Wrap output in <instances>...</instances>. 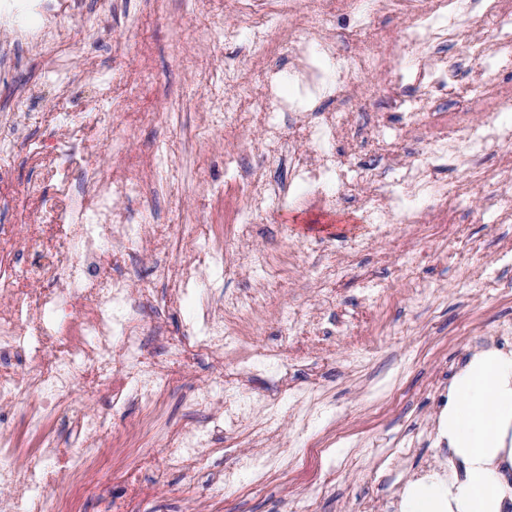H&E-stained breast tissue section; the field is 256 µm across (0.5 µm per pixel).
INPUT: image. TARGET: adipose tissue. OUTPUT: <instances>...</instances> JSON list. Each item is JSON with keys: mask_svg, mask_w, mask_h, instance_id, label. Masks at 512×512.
Wrapping results in <instances>:
<instances>
[{"mask_svg": "<svg viewBox=\"0 0 512 512\" xmlns=\"http://www.w3.org/2000/svg\"><path fill=\"white\" fill-rule=\"evenodd\" d=\"M439 434L461 469L410 484L400 512H512V358L475 355L457 375Z\"/></svg>", "mask_w": 512, "mask_h": 512, "instance_id": "adipose-tissue-1", "label": "adipose tissue"}]
</instances>
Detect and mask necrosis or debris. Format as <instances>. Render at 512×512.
I'll use <instances>...</instances> for the list:
<instances>
[{"label":"necrosis or debris","instance_id":"necrosis-or-debris-1","mask_svg":"<svg viewBox=\"0 0 512 512\" xmlns=\"http://www.w3.org/2000/svg\"><path fill=\"white\" fill-rule=\"evenodd\" d=\"M275 13L255 14L251 23L253 54L259 58L280 55L289 46L293 70L305 92L322 89L321 76L309 63V49L319 45L324 52L337 51V37L328 20L344 0H277ZM383 7L402 11L404 33L422 52L462 35L479 33L478 52L490 56L496 47L483 39L488 27L512 25V12L503 0H425L415 7L412 0H381ZM81 0H0V69L20 52L37 48L45 53L66 51L67 16L80 13ZM399 67L390 36L370 33L361 50L336 71V91L342 98H361L369 77ZM482 71L469 82L435 62H427L419 81L421 110H431L437 97L449 88L463 86L469 93L490 83ZM277 71L265 74L261 87H254L253 73L240 71L238 92L231 113L221 108L209 112V126L235 131L249 114L254 94L276 98ZM278 102L284 112L296 111L290 101ZM512 110V89L500 88L491 99L483 119L476 122L434 126L426 131L421 154L401 159L392 182L377 183L361 200L363 221L371 236H386L394 220L426 224L434 211L444 210L447 196L433 178L442 159L456 168L469 169L472 161L494 143L512 146V126L499 123L500 112ZM125 137L123 128L104 121L95 143L70 140L66 151L40 145L41 154L53 156L56 171L78 170L83 180L77 191L66 192L64 206L50 210L49 221L62 229L65 259L52 252H34L33 233L14 235L9 251L0 253V413L17 407L24 410V426L33 445L19 446L14 432L0 426V512H59L57 502L45 490L57 482L74 488H89L104 495L102 484L89 483L102 450L100 432L111 410L135 401L141 413V439H171L164 465L183 470L204 463V448L216 431L237 435L246 423L258 422L269 435L280 430L282 398L302 400V393L286 380L291 370L284 348L264 346L240 350L244 337L253 335L257 314L267 304V291L258 288L218 306L202 305L184 335L168 343L164 358L147 356L143 336L147 308L157 298L153 289L133 287L112 265H125L131 258L124 246L138 240L153 254L154 272L170 285L163 299L166 307L180 305L196 271L195 263L228 265L226 241L246 236L247 225L213 224L209 235L198 238L182 231L177 238L164 234L156 224L129 223L120 209L121 199L141 193L147 176L172 163L174 154L156 150L151 158L127 164L114 145ZM336 157L317 153L313 159H298L296 170L327 212H336V194L325 192L327 179L336 176ZM232 363H225V355ZM209 360L216 374H227L225 385L203 384L191 393V405L201 423L173 426L166 416L165 401L185 370L200 360ZM264 373L284 385L279 394L253 398L241 393L245 376ZM105 386L112 396L111 409L90 413L75 400L84 378ZM72 446L71 455L62 447Z\"/></svg>","mask_w":512,"mask_h":512}]
</instances>
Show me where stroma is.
I'll use <instances>...</instances> for the list:
<instances>
[{"mask_svg": "<svg viewBox=\"0 0 512 512\" xmlns=\"http://www.w3.org/2000/svg\"><path fill=\"white\" fill-rule=\"evenodd\" d=\"M269 2L236 0L227 6L214 0L208 13L199 16L193 0H118L117 10L97 15L90 29L84 27L82 16L69 17L77 62L70 73L69 117L63 124L56 119L58 89L51 82V58L33 56L11 73L7 83H0V106L30 87L34 93L27 98L28 109L39 115L12 146L9 178L0 183V228L35 223L59 194V181L48 178L51 164L37 154L38 144L89 131L96 115L112 111L113 89H126L129 73L144 61L153 80L148 90L133 95L135 110L160 113L170 106L174 113L132 123L126 152L135 162L166 144L176 160L164 185H147L131 202L135 223L182 225L203 237L218 219L213 185H222L227 206L242 214L249 204L235 188L252 171L288 183L287 196L269 199L235 248L291 251L295 279L266 285L253 274L230 269L218 295L203 287L210 270L200 269L195 280L203 287L202 297L215 303L268 287L261 338H245L246 349L278 343L280 317L286 309L303 318L335 319L343 329L335 336L311 333L288 340L293 381L315 398V408L282 402L283 431L274 440H265L254 425L241 431L244 451H288L265 484L231 489L216 484L215 473L236 465L217 444L206 448L207 466L196 472L151 464L155 450L139 447L140 411L130 404L114 411L104 428L102 445L108 453L100 468L124 469L130 463L127 450L138 448L148 461L140 475L143 494L126 501L117 478L105 498L77 497L63 482L47 489V496L73 506L74 512H110L114 501L125 502L127 512H293L308 498L315 501L317 512H363L367 507L372 512H395L397 493L407 489L415 473L434 460L446 467L452 463L448 446L434 427L443 389L452 386L475 354L494 348L504 326H512V220L499 219L512 207V164L504 147L491 145L473 161V169L486 175V182L466 201H449L440 220L399 226L360 252L347 247L348 241L364 235L353 196L369 193L365 175L376 171L383 152L382 146L365 144L361 131L373 126L379 114L418 108L415 77L421 58L403 35L399 12L380 8L378 0H347L345 13L336 17L335 30L346 37L342 54H355L361 47L354 33L359 16L368 29L394 37L404 66L402 83L384 77L369 87L363 111H356L353 101L327 94L309 104L315 111L350 113L353 120L333 145L347 166L336 213H325L305 195L291 177L288 158L267 151L259 125H245L231 140L218 131L208 143H201L198 133L211 99L236 91L234 67H249L259 74L268 66L252 55L249 24L251 13L269 10ZM200 24L216 31V38L198 42ZM118 41L127 42L130 49L116 60L112 46ZM442 57L463 62L472 72L491 66L495 80L485 88V96H493L499 86L512 87V50L497 51L488 61L466 55L459 43L446 47ZM32 183L41 184V197H26ZM491 195L498 198L493 207L487 204ZM330 225L345 227L344 236L327 234ZM414 249L425 254L417 270L425 287L421 294L401 278L405 257ZM335 252L341 255L344 273L327 283L316 280V270L327 266ZM211 377L205 360L186 370L166 401L173 424L198 421L189 394Z\"/></svg>", "mask_w": 512, "mask_h": 512, "instance_id": "obj_1", "label": "stroma"}]
</instances>
